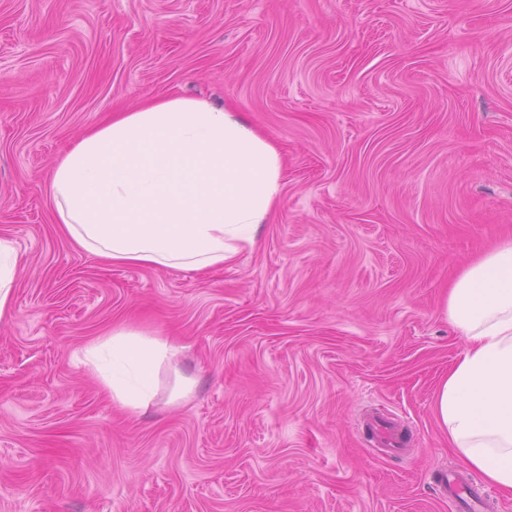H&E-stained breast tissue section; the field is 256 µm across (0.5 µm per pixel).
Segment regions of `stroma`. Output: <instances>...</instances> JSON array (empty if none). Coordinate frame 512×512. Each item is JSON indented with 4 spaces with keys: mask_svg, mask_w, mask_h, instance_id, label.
<instances>
[{
    "mask_svg": "<svg viewBox=\"0 0 512 512\" xmlns=\"http://www.w3.org/2000/svg\"><path fill=\"white\" fill-rule=\"evenodd\" d=\"M171 93L269 136L283 193L230 265H104L61 233L50 172ZM0 237V512H448L442 302L512 237V0H0ZM120 325L180 347L188 401L113 406L80 358ZM378 412L402 455L373 448ZM18 255L9 239L0 237V320L10 311Z\"/></svg>",
    "mask_w": 512,
    "mask_h": 512,
    "instance_id": "1",
    "label": "stroma"
}]
</instances>
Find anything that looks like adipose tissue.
<instances>
[{
    "mask_svg": "<svg viewBox=\"0 0 512 512\" xmlns=\"http://www.w3.org/2000/svg\"><path fill=\"white\" fill-rule=\"evenodd\" d=\"M273 141L237 112L181 95L145 97L81 134L52 169L55 218L106 263L206 272L254 248L283 189ZM466 348L440 382L434 413L448 444L512 491V238L466 263L442 304ZM168 338L128 327L88 342L82 364L132 415L196 381Z\"/></svg>",
    "mask_w": 512,
    "mask_h": 512,
    "instance_id": "ef3b65f1",
    "label": "adipose tissue"
}]
</instances>
